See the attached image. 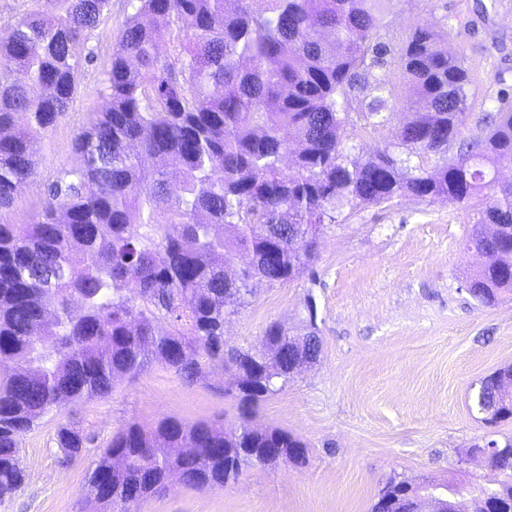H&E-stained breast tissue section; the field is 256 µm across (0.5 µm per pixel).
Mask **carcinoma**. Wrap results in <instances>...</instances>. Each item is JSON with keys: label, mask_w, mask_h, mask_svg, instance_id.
<instances>
[{"label": "carcinoma", "mask_w": 512, "mask_h": 512, "mask_svg": "<svg viewBox=\"0 0 512 512\" xmlns=\"http://www.w3.org/2000/svg\"><path fill=\"white\" fill-rule=\"evenodd\" d=\"M385 0H130L103 79L106 106L74 139L78 164L45 187L32 224H0V500L25 483L20 439L63 404L112 393L159 361L191 384L220 367L225 394L252 407L278 394L314 341L288 343L269 325L255 349L229 348L224 316L263 284L314 274L318 238L344 209L394 198L464 203L485 189L469 244L487 255L468 279L470 296L492 306L512 292V92L498 91L466 141L457 142L472 79L448 54V31L414 28L387 40ZM111 0H35L0 40V205L37 175L46 133L69 112L79 70L93 62L75 46L109 18ZM169 43L172 54L161 55ZM401 71L403 121L385 148L361 158L343 136L385 125V83L361 108L362 77ZM441 165L411 166L413 155ZM245 254L243 265L234 259ZM165 320L169 329L157 323ZM278 358L277 377L266 372ZM470 409L489 428L487 488L512 510V437L494 428L512 418L495 374L479 382ZM92 438L74 422L55 431L59 463L82 457ZM307 445L279 428L186 423L128 424L87 476L93 498L112 512H136L180 472L198 491L243 470L303 465ZM110 476L102 487L99 474ZM390 498L410 512L413 491L389 479L370 512Z\"/></svg>", "instance_id": "1"}]
</instances>
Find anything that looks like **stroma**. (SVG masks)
<instances>
[{
    "label": "stroma",
    "mask_w": 512,
    "mask_h": 512,
    "mask_svg": "<svg viewBox=\"0 0 512 512\" xmlns=\"http://www.w3.org/2000/svg\"><path fill=\"white\" fill-rule=\"evenodd\" d=\"M474 0H386L388 37L401 43L415 24L438 26L444 16L467 18ZM486 18L452 25L446 47L473 72L470 108L461 129L469 137L501 85L512 86V0H484ZM130 12L112 0L107 24L77 54L96 59L79 78L72 109L44 138L38 174L0 207V224L33 221L44 183L76 165L72 143L101 109L102 78ZM481 200L391 202L344 210L320 239L316 280L308 276L265 285L224 329L228 346H259L266 327L301 332L307 303L316 306L318 361L298 371L284 390L252 412L257 428H281L308 446L303 466L254 467L237 481L207 492L171 479L141 512H369L378 490L393 477L484 483L480 462L460 453L484 435L468 409L479 380L512 365V294L478 305L464 289L484 264L466 243ZM230 377L208 370L188 384L154 362L134 379H117L105 398L63 406L20 440L26 483L0 501V512H110L90 501L86 476L96 454L130 422L153 426L164 417L185 422H238L225 395ZM79 423L94 440L82 459L60 466L53 437L58 425Z\"/></svg>",
    "instance_id": "35a3bbf8"
}]
</instances>
